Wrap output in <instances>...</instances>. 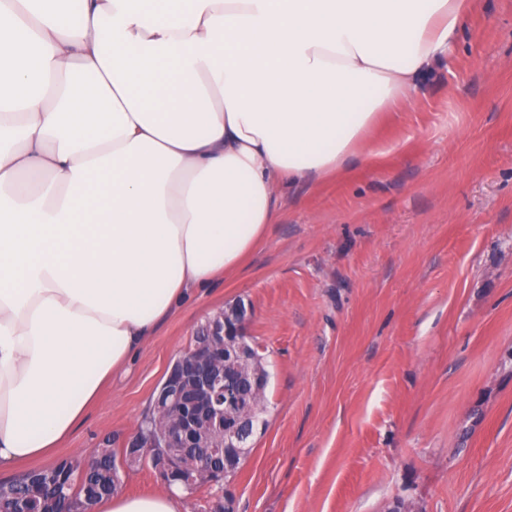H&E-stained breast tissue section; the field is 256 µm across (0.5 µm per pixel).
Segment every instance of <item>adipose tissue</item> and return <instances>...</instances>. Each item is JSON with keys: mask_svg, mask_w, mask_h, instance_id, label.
Here are the masks:
<instances>
[{"mask_svg": "<svg viewBox=\"0 0 512 512\" xmlns=\"http://www.w3.org/2000/svg\"><path fill=\"white\" fill-rule=\"evenodd\" d=\"M473 0H0V470L47 460L284 183L346 171ZM91 512H185L174 487Z\"/></svg>", "mask_w": 512, "mask_h": 512, "instance_id": "obj_1", "label": "adipose tissue"}]
</instances>
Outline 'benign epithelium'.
I'll list each match as a JSON object with an SVG mask.
<instances>
[{
	"label": "benign epithelium",
	"instance_id": "benign-epithelium-1",
	"mask_svg": "<svg viewBox=\"0 0 512 512\" xmlns=\"http://www.w3.org/2000/svg\"><path fill=\"white\" fill-rule=\"evenodd\" d=\"M248 317L241 302L217 311L197 329L200 339L170 370L166 390L155 402L166 453L154 458L152 466L163 479L180 471L213 483L207 455H191L186 449L249 447L255 428L248 420L227 414V409L241 406V395L224 383L227 371L248 354ZM152 447V437L136 435L124 449L123 465H140Z\"/></svg>",
	"mask_w": 512,
	"mask_h": 512
}]
</instances>
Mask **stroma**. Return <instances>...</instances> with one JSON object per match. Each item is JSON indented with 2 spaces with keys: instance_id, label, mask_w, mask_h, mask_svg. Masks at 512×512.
Listing matches in <instances>:
<instances>
[{
  "instance_id": "stroma-1",
  "label": "stroma",
  "mask_w": 512,
  "mask_h": 512,
  "mask_svg": "<svg viewBox=\"0 0 512 512\" xmlns=\"http://www.w3.org/2000/svg\"><path fill=\"white\" fill-rule=\"evenodd\" d=\"M368 141L283 187L245 264L159 325L56 461L122 453L197 327L240 301L267 425L186 512H512V0H479Z\"/></svg>"
}]
</instances>
